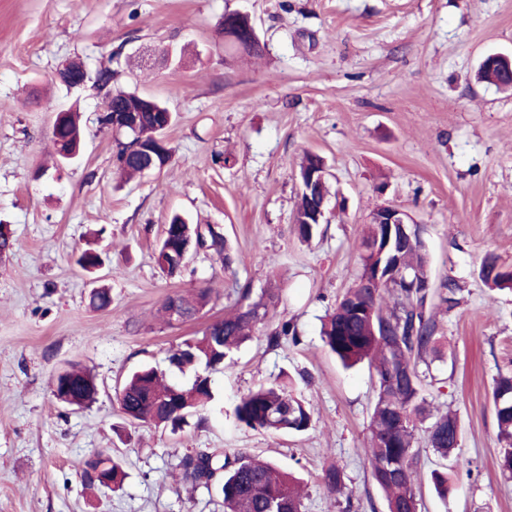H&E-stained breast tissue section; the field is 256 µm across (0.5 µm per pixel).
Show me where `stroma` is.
<instances>
[{
  "label": "stroma",
  "mask_w": 512,
  "mask_h": 512,
  "mask_svg": "<svg viewBox=\"0 0 512 512\" xmlns=\"http://www.w3.org/2000/svg\"><path fill=\"white\" fill-rule=\"evenodd\" d=\"M248 13L263 56L228 62L216 27ZM512 51V0H0V224L15 248L0 257V512H224L217 487L192 486L179 463L201 450L276 462L305 483L302 512H386L367 461L375 377L343 368L324 346L321 320L360 270L358 245L373 212L393 205L423 226L432 283L451 278L459 305L438 313L448 343L427 356L426 396L458 419L457 456L417 431L414 487L421 512H512L500 470L492 388L512 367V290L478 276L486 253L512 268V91L479 81L483 57ZM65 60L88 73L110 65L113 88L166 102L175 123L171 162L119 183L112 134L97 122L93 85L55 77ZM81 113L80 159L54 166L57 109ZM329 170L333 213L319 234L294 232L305 152ZM224 229L236 261L194 253L183 273L156 261L173 215ZM86 248L103 265L74 262ZM112 293L88 304L91 278ZM282 300L212 372L207 421L182 430L126 422L117 392L141 364L168 366L171 348L235 307L240 288ZM213 288L192 321L171 322L167 296ZM293 323L297 339L269 337ZM90 372L98 394L74 410L51 393L62 369ZM313 411L300 434L240 424L239 399L281 373ZM103 451L120 486H89L77 464ZM344 473L346 496L321 476ZM454 483L440 498L431 481Z\"/></svg>",
  "instance_id": "1"
}]
</instances>
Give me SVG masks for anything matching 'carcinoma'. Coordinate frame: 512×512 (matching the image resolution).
I'll return each instance as SVG.
<instances>
[{
	"label": "carcinoma",
	"mask_w": 512,
	"mask_h": 512,
	"mask_svg": "<svg viewBox=\"0 0 512 512\" xmlns=\"http://www.w3.org/2000/svg\"><path fill=\"white\" fill-rule=\"evenodd\" d=\"M218 30L229 50L249 56L263 53L261 43L250 37L253 27L248 17L236 14L233 23L221 22ZM113 77L112 68L104 66L96 73L95 85L104 92V98L112 99V110L135 113L137 140L144 145L155 143L161 119L167 113L166 104L135 92L112 89ZM480 78L500 88H512V74L506 70L482 69ZM68 130L65 146L76 153L83 148V130L75 112L69 113ZM115 134L118 139L114 165L129 178L143 176L144 153L127 146L131 137L125 131L117 130ZM314 203L315 196L299 193L294 230L304 241L317 232V225L308 223ZM421 233L422 228L417 224L392 242L394 260L405 269V275L377 283L369 277L375 272L377 261L368 246L372 241L384 239L385 225H367L360 243L361 271L354 284L336 301L322 326L325 345L344 366L366 360L375 371L368 463L371 478L383 493L387 512H419L412 483L417 425L433 419L427 428L428 443L442 457L450 456L459 441L454 414L433 416L423 394L427 375L419 371V362L427 355H440L443 347L438 323L428 313L427 305L436 300L439 305L454 309L459 305V288L450 278L437 286L432 284ZM187 240L197 241L201 249L223 257L224 269L232 267L234 254L219 226L192 225L175 215L165 225L157 247V263L166 275L173 277L182 272L179 248ZM479 277L493 290L512 289V269H507L493 254L484 258ZM213 292L214 289L207 287L189 295L177 294L182 320L195 318L210 302ZM279 298L278 288L264 290L256 300L251 299L250 289H243L236 308L208 324L201 335L169 351V366L182 373L193 372L192 382L187 386L175 385L167 381L166 372L150 364L143 365L130 374L118 392L121 413L131 422L169 427L173 431L181 428L188 416L204 410L214 397L205 372L217 366L232 368L226 362L230 352L249 338L252 328L267 318L269 306ZM65 388L70 401L76 404L92 400L96 392L93 377L75 368L69 371ZM492 400L501 440L500 467L503 475L511 479V371L498 376ZM236 416L245 426L265 432L301 433L312 421L310 408L295 393L292 381L286 376L243 396L236 406ZM79 468L84 481L90 484L100 483L101 476L111 479L114 486L123 479V471L116 461L99 472L97 464L88 458L79 462ZM179 468L182 480L195 486L207 487L220 480L224 512H301V482L271 462L248 455L232 461L221 460L200 451L182 458ZM431 480L442 498L453 490L443 471H432ZM323 481L329 492L343 493L344 478L338 468L325 470Z\"/></svg>",
	"instance_id": "1"
}]
</instances>
